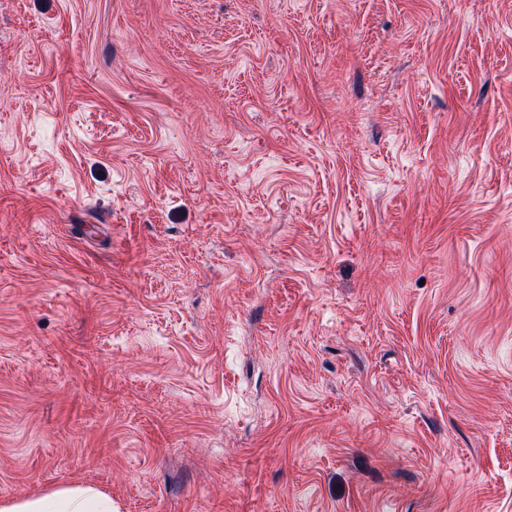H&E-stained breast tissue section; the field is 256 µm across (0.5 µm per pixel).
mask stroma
<instances>
[{"label": "stroma", "instance_id": "obj_1", "mask_svg": "<svg viewBox=\"0 0 512 512\" xmlns=\"http://www.w3.org/2000/svg\"><path fill=\"white\" fill-rule=\"evenodd\" d=\"M512 512V0H0V502ZM1 512H112V498L90 486L60 487L0 505Z\"/></svg>", "mask_w": 512, "mask_h": 512}]
</instances>
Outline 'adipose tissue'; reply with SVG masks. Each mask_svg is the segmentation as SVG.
I'll return each mask as SVG.
<instances>
[{
  "label": "adipose tissue",
  "mask_w": 512,
  "mask_h": 512,
  "mask_svg": "<svg viewBox=\"0 0 512 512\" xmlns=\"http://www.w3.org/2000/svg\"><path fill=\"white\" fill-rule=\"evenodd\" d=\"M0 512H112V499L90 486H67L0 505Z\"/></svg>",
  "instance_id": "1"
}]
</instances>
